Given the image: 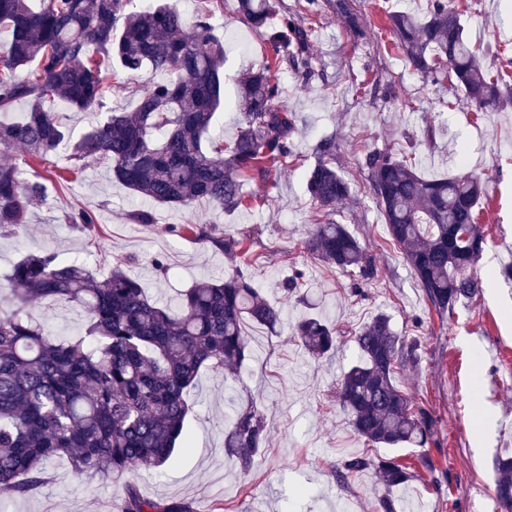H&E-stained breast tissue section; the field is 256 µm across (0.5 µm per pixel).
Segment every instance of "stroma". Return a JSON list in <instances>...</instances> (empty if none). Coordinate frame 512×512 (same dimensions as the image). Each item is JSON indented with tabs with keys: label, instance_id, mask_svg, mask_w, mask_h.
Returning a JSON list of instances; mask_svg holds the SVG:
<instances>
[{
	"label": "stroma",
	"instance_id": "stroma-1",
	"mask_svg": "<svg viewBox=\"0 0 512 512\" xmlns=\"http://www.w3.org/2000/svg\"><path fill=\"white\" fill-rule=\"evenodd\" d=\"M428 3L357 0L373 31L368 42L354 41L336 15H323L310 43L316 79L304 87L290 68L280 71L283 104L296 117L292 154L270 181H244V193L256 199L251 209L227 212L213 203L191 209L151 206L113 182L107 164H90L68 181L60 178L65 153L36 164L47 185L46 199L32 210L20 236L0 239V276L36 247L55 252L64 263L78 260L98 277L121 258L151 299L172 304L197 280L233 271L235 263L224 252L180 232L184 224H213L225 237L250 242L255 260L245 274L261 297L284 305L285 327L271 332L247 325L249 356L236 379L201 369L187 394L190 444L177 446L163 468L138 471L144 496L186 498L196 512H374L383 492L375 477L361 473L342 482L335 468L348 457L379 455L383 449L354 431L336 389L359 356L354 329L382 312L421 354L416 369L398 374L396 382L434 419L426 446L394 451L418 474L395 491L399 512H499L495 460L512 455V281L499 275L512 264V102L480 111L450 83L423 81L405 67L384 14L422 15ZM455 3L467 36L487 51L482 65L512 86V65L500 54L503 42L512 41V0ZM236 7L237 0H222L214 16L227 80L225 107L216 113L211 134L226 140L236 133L238 80L272 55L263 38L238 20ZM376 70L394 81L390 102L360 86L364 73ZM161 79L149 69L131 80L113 70L107 108L132 111L137 88ZM326 137L335 138L332 163L352 188L335 219L372 256L375 271L367 281L320 263L302 247L315 211L306 176L317 161L315 145ZM373 150L416 153L426 178L469 171L486 185L480 203L486 241L476 266L480 292L452 313L434 310L389 244L362 166ZM78 207L95 216L96 235L66 224V213ZM144 207L151 209L153 223H133L132 212ZM159 257L170 266L167 276L153 267ZM297 272L301 298L283 301L280 285ZM304 315L337 329L336 349L327 357L313 359L293 339L289 325ZM246 400L264 413L268 436L251 470L243 473L224 449V433L234 407ZM119 499L117 485L75 475L66 459L56 458L34 496L16 498L0 489V512H117Z\"/></svg>",
	"mask_w": 512,
	"mask_h": 512
}]
</instances>
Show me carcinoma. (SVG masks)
<instances>
[{
    "label": "carcinoma",
    "mask_w": 512,
    "mask_h": 512,
    "mask_svg": "<svg viewBox=\"0 0 512 512\" xmlns=\"http://www.w3.org/2000/svg\"><path fill=\"white\" fill-rule=\"evenodd\" d=\"M127 2L40 0L36 9L31 0H0V28L11 35L0 45V112L18 102L28 106L20 119L0 120V152L22 148L28 157L22 165L0 162V236L18 233L45 200L41 174L26 166L63 146L77 163L107 162L113 181L158 204L248 206L243 178L271 180L290 154L295 120L282 104L277 73L285 63L306 85L315 77L309 44L321 9L340 17L354 39L371 36L355 0H304L301 15H284L276 25L270 20L277 0H237V19L265 37L274 58L239 81L241 119L224 142L210 135L224 107V44L213 26L217 0L197 14L189 36L183 15L167 0L129 12ZM386 26L415 74L450 80L481 110L500 101L499 82L481 65L482 48L464 35L462 13L448 0H432L425 16L390 12ZM114 63L131 78L149 68L169 79L139 89L133 111L110 110L73 138L52 104L78 112L104 107ZM29 66L28 76H20ZM316 153L320 160L306 178L315 219L303 248L330 267L370 277L373 259L333 219L336 205L351 195L350 183L327 160L336 141L322 140ZM364 167L390 244L430 305L445 314L476 296L474 270L485 244L476 214L483 182L469 174L426 179L411 158L387 151L366 155ZM66 223L82 233L96 229L95 216L82 208L68 212ZM181 229L246 261L250 246L215 226ZM125 264L116 261L101 280L44 249L27 251L13 265L10 288L0 289L8 292L0 301V488L32 496L47 482V461L65 457L75 472L121 485L119 512H195L188 499L145 497L135 472L164 466L186 440V394L200 369L241 367L249 354L246 324L274 331L283 310L262 299L239 269L196 282L175 306L159 304L126 274ZM46 300L89 312L77 336H51L42 318ZM292 336L313 358L336 348V330L316 317L298 320ZM354 341L359 358L340 380L337 398L355 431L378 446H424L433 418L395 383L398 372L416 365L415 346L395 333L384 313L356 330ZM267 433L257 405L234 411L224 448L242 472L253 466ZM496 469V502L512 512V457L499 458ZM364 472L384 488L376 512H396L392 494L415 478L396 459L369 455L344 460L336 475L344 482Z\"/></svg>",
    "instance_id": "carcinoma-1"
}]
</instances>
